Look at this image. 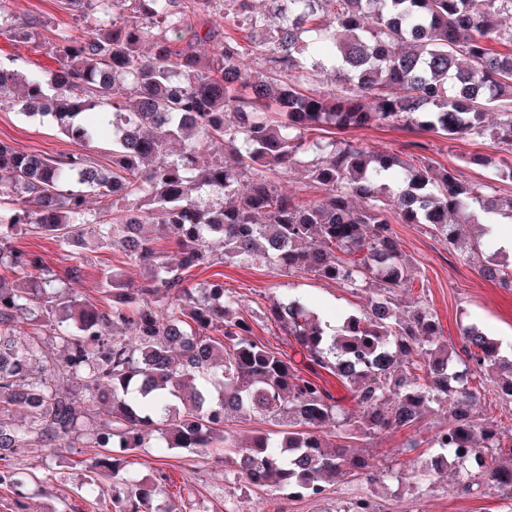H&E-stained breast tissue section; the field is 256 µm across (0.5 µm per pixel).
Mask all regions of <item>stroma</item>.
Masks as SVG:
<instances>
[{
    "mask_svg": "<svg viewBox=\"0 0 512 512\" xmlns=\"http://www.w3.org/2000/svg\"><path fill=\"white\" fill-rule=\"evenodd\" d=\"M352 139L366 147L403 155L423 145V154L465 179L494 183L498 192L512 194V183L496 179L490 167L469 164V156L480 153L502 159L503 151L493 139L448 140L417 128H360ZM0 141L23 152L56 154L69 151L70 142L49 126L25 119L8 106L0 108ZM394 233L402 251L413 262L416 275L408 288L401 290L402 301L423 300L436 315L449 343L459 344L460 329L477 323L503 350H512V289L483 279L477 272L479 256L460 257L447 244L421 224H397ZM122 269L129 285L140 280L137 267L127 264L116 249L90 248L83 260V274L74 288L78 294L95 301L100 297V283L105 272ZM191 281L205 286L223 281L226 289L241 296L242 316L252 322L253 334L272 349L296 356L287 336L267 319V306L276 300L299 298L309 305L329 327H337L347 314L363 309L367 295L351 291L329 280L306 273H288L266 265L216 263L189 271ZM445 423L440 412L425 413L411 430L355 443L353 451L373 463L399 466L410 441H417V451L428 454L429 440ZM85 448H60L52 451L17 449L16 467L40 478L41 484L30 487L27 512H112V481L103 479L97 496L84 497L81 486L89 472L81 466L88 457ZM142 475L154 477L157 470L169 475L168 483L159 484L151 500L152 512H342L349 502L370 497L379 512H512V499L492 488L472 495L462 489L466 475L448 478L440 475L415 485L409 476L400 480L374 483L366 475H357L330 487L319 498H290L268 487H252L233 478L224 465L215 463L204 453L184 449L168 451L158 457L154 448L140 449L136 456ZM191 472L190 487H182L184 472Z\"/></svg>",
    "mask_w": 512,
    "mask_h": 512,
    "instance_id": "stroma-1",
    "label": "stroma"
}]
</instances>
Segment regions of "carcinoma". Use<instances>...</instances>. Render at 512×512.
Masks as SVG:
<instances>
[{"mask_svg": "<svg viewBox=\"0 0 512 512\" xmlns=\"http://www.w3.org/2000/svg\"><path fill=\"white\" fill-rule=\"evenodd\" d=\"M57 2L72 26L0 0V37L54 60L44 71L1 63L0 106L74 145L52 155L0 142V485L15 505L31 482L15 449L83 445L102 449L85 462L112 477V512H148L152 484L133 454L153 433L168 448L219 450L247 484L319 498L367 469L374 480L390 471L350 454L349 440L413 427L434 404L448 423L431 437L437 453L409 460L413 472L429 477L446 457L511 495L512 468L496 454L512 439L493 422L476 426L472 411L489 384L512 402V358L470 325L454 361L428 305L398 304L415 271L392 225L425 224L463 257L481 248L470 225L512 219V195L422 154L372 152L347 132L417 126L512 150V27L493 23L512 17V0H267L265 11L253 0ZM208 44L217 50L205 57ZM328 72L346 89L306 87ZM292 168L324 198L278 191ZM86 234L141 269L133 288L120 269L103 276L104 309L69 287L77 268L61 276L15 245L43 235L74 251ZM217 258L377 287L369 309L334 331L299 300L269 308L307 364L349 388L353 409L257 339L224 283L190 282L189 269ZM478 273L512 288V264L491 259ZM102 404L110 419L91 421ZM235 415L279 430L243 441L225 428Z\"/></svg>", "mask_w": 512, "mask_h": 512, "instance_id": "obj_1", "label": "carcinoma"}]
</instances>
